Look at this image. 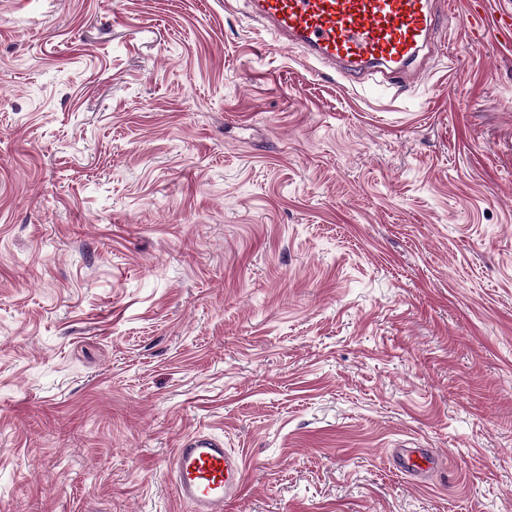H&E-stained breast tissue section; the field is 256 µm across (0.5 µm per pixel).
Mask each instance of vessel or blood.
<instances>
[{
    "label": "vessel or blood",
    "mask_w": 512,
    "mask_h": 512,
    "mask_svg": "<svg viewBox=\"0 0 512 512\" xmlns=\"http://www.w3.org/2000/svg\"><path fill=\"white\" fill-rule=\"evenodd\" d=\"M251 15L275 43L297 46L310 61L357 83L379 80L408 85L420 81L423 63L440 29L433 0H246ZM487 0H469V40L481 41ZM390 459L406 476L439 468L432 448H395ZM245 464L223 441L205 431L184 435L168 468L170 481L190 512H224L240 495Z\"/></svg>",
    "instance_id": "obj_1"
}]
</instances>
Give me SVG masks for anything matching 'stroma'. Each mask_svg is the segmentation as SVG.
Listing matches in <instances>:
<instances>
[{
	"mask_svg": "<svg viewBox=\"0 0 512 512\" xmlns=\"http://www.w3.org/2000/svg\"><path fill=\"white\" fill-rule=\"evenodd\" d=\"M467 2L405 88L242 0H0V512H188L194 430L224 512H512V39ZM486 0H470L469 1V15H468V40L466 45H470L474 42L481 41L485 36L486 27L482 22L483 13L486 7ZM479 21V22H478ZM480 21L482 23H480ZM477 22V24H476ZM245 464L223 441L205 431L184 435L168 468L170 481L191 512H224V502L241 494ZM390 459L399 473L409 477L433 472L442 461L434 448H394Z\"/></svg>",
	"mask_w": 512,
	"mask_h": 512,
	"instance_id": "1",
	"label": "stroma"
}]
</instances>
